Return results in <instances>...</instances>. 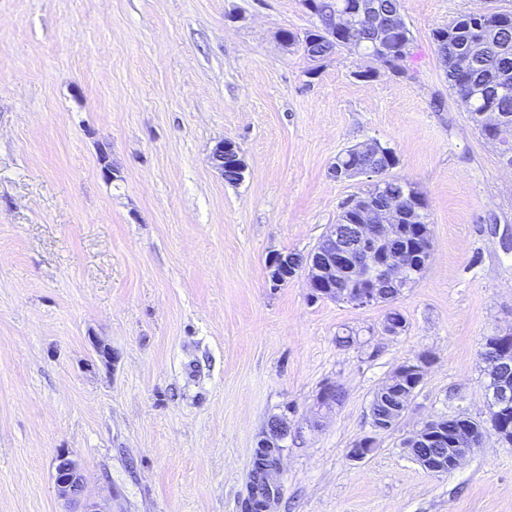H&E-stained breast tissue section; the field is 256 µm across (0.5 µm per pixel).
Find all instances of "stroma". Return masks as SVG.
<instances>
[{
  "instance_id": "35a3bbf8",
  "label": "stroma",
  "mask_w": 512,
  "mask_h": 512,
  "mask_svg": "<svg viewBox=\"0 0 512 512\" xmlns=\"http://www.w3.org/2000/svg\"><path fill=\"white\" fill-rule=\"evenodd\" d=\"M402 5L414 76L366 79L348 52L281 42L315 25L304 0H0V512H244L279 416L274 512H512V445L487 437L447 474L403 446L427 419L486 418L481 347L512 327V174L432 37L512 0ZM225 138L236 184L209 161ZM368 138L426 198L420 279L363 309L273 286L269 253L308 252L367 189L331 166ZM422 355L405 416L374 432V392ZM63 454L84 476L70 502ZM229 159L233 161L234 166L239 170L241 176L246 169V164L241 156V150L235 141L231 139L220 140L212 149L209 160L210 163L218 169L224 176V161ZM428 360L425 357H418L413 360H408L400 364L396 370L393 372L391 377L375 392H389L392 390L393 386V377H399L402 373L408 372L411 374L414 379L417 380L415 387L419 386L427 373ZM55 488L57 496L65 501L79 497L84 488V478L79 465L68 456L57 459Z\"/></svg>"
}]
</instances>
